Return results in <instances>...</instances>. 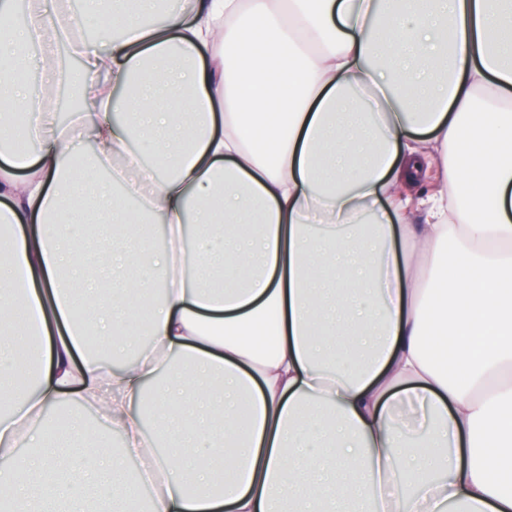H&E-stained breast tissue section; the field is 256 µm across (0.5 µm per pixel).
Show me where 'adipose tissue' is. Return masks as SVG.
Masks as SVG:
<instances>
[{
  "label": "adipose tissue",
  "mask_w": 512,
  "mask_h": 512,
  "mask_svg": "<svg viewBox=\"0 0 512 512\" xmlns=\"http://www.w3.org/2000/svg\"><path fill=\"white\" fill-rule=\"evenodd\" d=\"M281 3L85 0L120 35L76 42L64 118L78 17L0 0L1 501L119 512L143 454L149 512H512V0ZM89 407L122 436L92 470Z\"/></svg>",
  "instance_id": "ef3b65f1"
}]
</instances>
